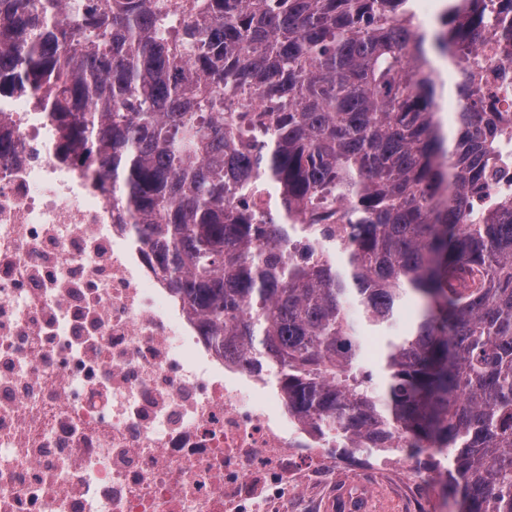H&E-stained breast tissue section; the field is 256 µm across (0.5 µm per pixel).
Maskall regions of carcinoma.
Segmentation results:
<instances>
[{"label": "carcinoma", "instance_id": "1", "mask_svg": "<svg viewBox=\"0 0 512 512\" xmlns=\"http://www.w3.org/2000/svg\"><path fill=\"white\" fill-rule=\"evenodd\" d=\"M484 82H512V0L432 27L412 0H0V88L83 147L212 340L347 452L393 445L459 512H512V126ZM412 298L377 394L362 329Z\"/></svg>", "mask_w": 512, "mask_h": 512}]
</instances>
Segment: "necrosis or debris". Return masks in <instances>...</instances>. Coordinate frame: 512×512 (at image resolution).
I'll use <instances>...</instances> for the list:
<instances>
[{"instance_id": "obj_1", "label": "necrosis or debris", "mask_w": 512, "mask_h": 512, "mask_svg": "<svg viewBox=\"0 0 512 512\" xmlns=\"http://www.w3.org/2000/svg\"><path fill=\"white\" fill-rule=\"evenodd\" d=\"M58 143L0 93V512H291L334 440L203 336Z\"/></svg>"}]
</instances>
